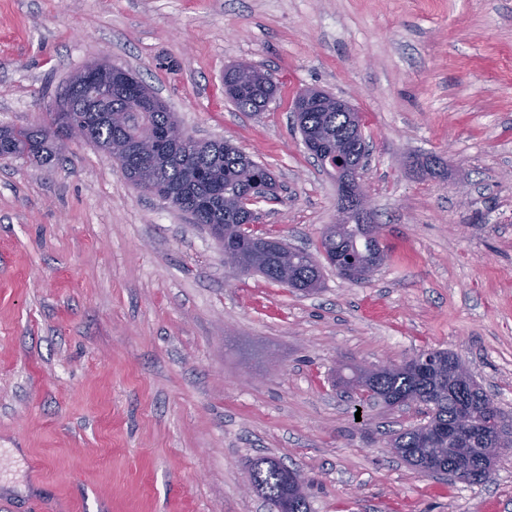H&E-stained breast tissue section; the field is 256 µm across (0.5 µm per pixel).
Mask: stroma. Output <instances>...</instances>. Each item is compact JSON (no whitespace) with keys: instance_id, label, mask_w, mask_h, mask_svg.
<instances>
[{"instance_id":"35a3bbf8","label":"stroma","mask_w":512,"mask_h":512,"mask_svg":"<svg viewBox=\"0 0 512 512\" xmlns=\"http://www.w3.org/2000/svg\"><path fill=\"white\" fill-rule=\"evenodd\" d=\"M94 62L266 167L260 232L316 257L337 186L293 103L347 99L387 259L366 283L322 261L304 295L225 267L89 143L0 158V512H259L261 455L301 473L311 512H512V450L484 483L425 475L387 447L420 407L360 424L333 384L447 350L512 420V0H0V125L37 123ZM238 63L272 74L265 112L225 96Z\"/></svg>"}]
</instances>
